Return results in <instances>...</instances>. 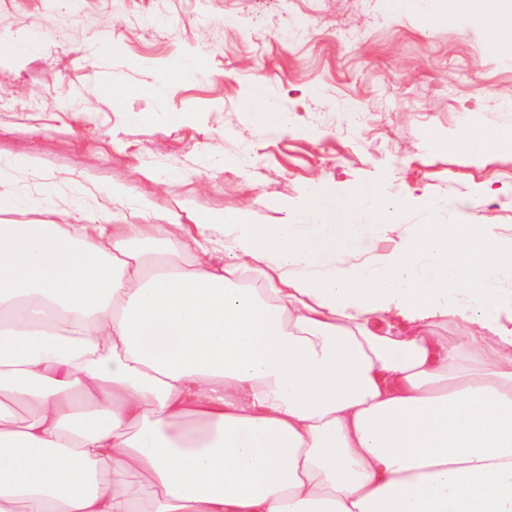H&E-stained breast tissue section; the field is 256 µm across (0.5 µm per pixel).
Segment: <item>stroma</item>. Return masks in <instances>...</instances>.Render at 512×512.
Returning a JSON list of instances; mask_svg holds the SVG:
<instances>
[{"mask_svg": "<svg viewBox=\"0 0 512 512\" xmlns=\"http://www.w3.org/2000/svg\"><path fill=\"white\" fill-rule=\"evenodd\" d=\"M511 98L512 66L480 33L424 23L402 0H0V158L33 157L13 189L54 193L57 224L84 223L77 189L121 210L105 194L121 182L152 201L153 224L231 208L284 224L314 190L345 222L346 200L379 187L405 224L423 221L422 194L453 215L491 188L470 222L512 226V155L454 140L464 115L505 121ZM246 142L245 167L209 165Z\"/></svg>", "mask_w": 512, "mask_h": 512, "instance_id": "35a3bbf8", "label": "stroma"}]
</instances>
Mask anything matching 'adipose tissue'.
<instances>
[{
	"instance_id": "1",
	"label": "adipose tissue",
	"mask_w": 512,
	"mask_h": 512,
	"mask_svg": "<svg viewBox=\"0 0 512 512\" xmlns=\"http://www.w3.org/2000/svg\"><path fill=\"white\" fill-rule=\"evenodd\" d=\"M500 2L409 6L511 66ZM355 199L0 219V512H512V234Z\"/></svg>"
}]
</instances>
